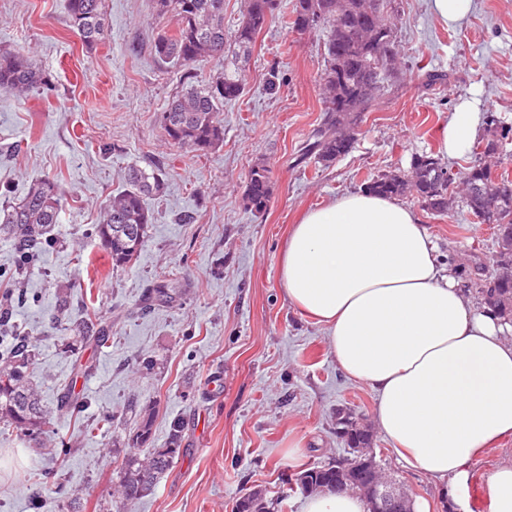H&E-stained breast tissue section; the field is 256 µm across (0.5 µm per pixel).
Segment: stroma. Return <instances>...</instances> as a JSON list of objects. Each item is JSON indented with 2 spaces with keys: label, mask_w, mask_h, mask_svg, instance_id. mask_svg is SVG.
Listing matches in <instances>:
<instances>
[{
  "label": "stroma",
  "mask_w": 512,
  "mask_h": 512,
  "mask_svg": "<svg viewBox=\"0 0 512 512\" xmlns=\"http://www.w3.org/2000/svg\"><path fill=\"white\" fill-rule=\"evenodd\" d=\"M106 37L86 50L72 33L66 0H0V49L23 45L53 85L51 94L0 93V205L31 182L56 178L65 192L55 244L18 272L11 241L0 238V315L29 336L32 377L51 412L48 436L0 434V512H118L114 496L135 417L132 402L156 406L145 457L166 447L169 423H184L181 451L153 492L127 512H231L236 498L262 486L269 497L291 473L344 457L336 410L373 423L376 397L348 380L321 325L289 306L279 257L291 224L313 207L372 177L409 169L414 156L440 150V133L463 101L512 128V0H473L469 15L444 25L431 0H387L396 20L400 75L363 113L352 151L330 167L301 149L325 112L320 75L323 36L284 27L294 0H279L278 20L258 35L246 65L247 91L224 104V142L208 152L169 145L157 117L183 79L158 60L154 0H104ZM278 70L281 88L266 81ZM441 82L428 84V74ZM271 170L273 197L247 211L243 192L256 162ZM162 171L161 195L147 199L152 226L137 262L113 271L93 229L100 203L130 167ZM441 263L474 266L496 250L492 225L461 202L436 214L413 197ZM177 290L169 304L146 306L160 280ZM70 290V315L91 311L108 329V347H87L90 371L75 375L55 322L58 289ZM74 383L81 416L59 408ZM111 427L87 428L104 416ZM299 448H289V440ZM64 443L65 458L50 450ZM373 450L425 512H444V485L407 469L382 433ZM512 457L502 441L469 468L468 512H490L485 482Z\"/></svg>",
  "instance_id": "obj_1"
}]
</instances>
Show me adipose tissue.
<instances>
[{
    "label": "adipose tissue",
    "instance_id": "ef3b65f1",
    "mask_svg": "<svg viewBox=\"0 0 512 512\" xmlns=\"http://www.w3.org/2000/svg\"><path fill=\"white\" fill-rule=\"evenodd\" d=\"M479 123L461 103L442 152L469 150ZM280 280L289 305L324 327L342 373L375 390V424L409 467L457 492L512 438V325L465 298L403 202L361 190L308 210Z\"/></svg>",
    "mask_w": 512,
    "mask_h": 512
}]
</instances>
